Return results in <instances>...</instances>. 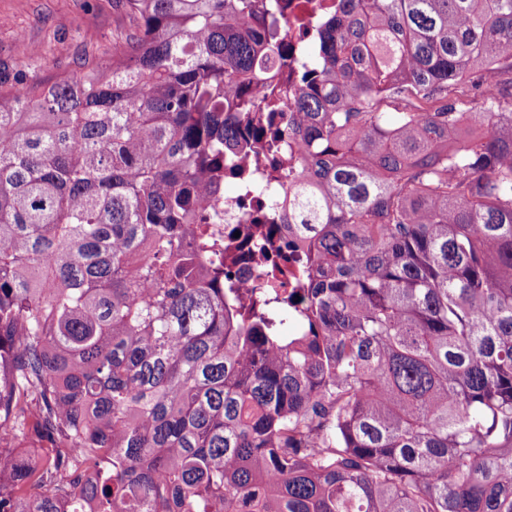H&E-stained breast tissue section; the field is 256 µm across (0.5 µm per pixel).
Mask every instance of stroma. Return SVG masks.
<instances>
[{"instance_id":"obj_1","label":"stroma","mask_w":512,"mask_h":512,"mask_svg":"<svg viewBox=\"0 0 512 512\" xmlns=\"http://www.w3.org/2000/svg\"><path fill=\"white\" fill-rule=\"evenodd\" d=\"M133 27L121 0H0V88L53 83L111 62ZM31 52L20 56L19 43Z\"/></svg>"}]
</instances>
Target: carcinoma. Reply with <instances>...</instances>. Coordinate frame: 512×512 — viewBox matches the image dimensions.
<instances>
[{"label": "carcinoma", "instance_id": "cac0c4a2", "mask_svg": "<svg viewBox=\"0 0 512 512\" xmlns=\"http://www.w3.org/2000/svg\"><path fill=\"white\" fill-rule=\"evenodd\" d=\"M122 2L111 64L0 90V442L57 449L0 512H512V0L297 47L290 0ZM260 107L303 251L241 290L200 225Z\"/></svg>", "mask_w": 512, "mask_h": 512}]
</instances>
